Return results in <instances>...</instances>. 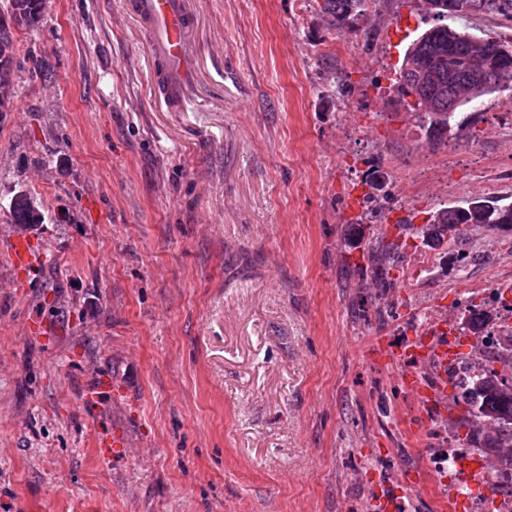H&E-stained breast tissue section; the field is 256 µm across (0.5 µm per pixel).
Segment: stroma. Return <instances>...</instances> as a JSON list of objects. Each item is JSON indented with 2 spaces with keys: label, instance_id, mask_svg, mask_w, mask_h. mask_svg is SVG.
<instances>
[{
  "label": "stroma",
  "instance_id": "stroma-1",
  "mask_svg": "<svg viewBox=\"0 0 512 512\" xmlns=\"http://www.w3.org/2000/svg\"><path fill=\"white\" fill-rule=\"evenodd\" d=\"M320 2L192 0L197 76L172 111L127 0H46L15 30L0 512H498L443 462L473 455L460 313L512 321V232L426 249L405 227L512 196V92L430 143L395 84L416 0H381L358 35ZM375 169L388 193L371 200ZM21 188L44 215L27 229L9 220ZM15 238L36 258L23 281ZM380 239L399 245L391 288L367 269ZM437 326L443 390L435 359L389 358Z\"/></svg>",
  "mask_w": 512,
  "mask_h": 512
}]
</instances>
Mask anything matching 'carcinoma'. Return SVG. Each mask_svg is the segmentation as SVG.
I'll return each mask as SVG.
<instances>
[{
    "label": "carcinoma",
    "instance_id": "obj_1",
    "mask_svg": "<svg viewBox=\"0 0 512 512\" xmlns=\"http://www.w3.org/2000/svg\"><path fill=\"white\" fill-rule=\"evenodd\" d=\"M381 0H322L321 13L327 27L349 32L368 28L371 9ZM436 16L431 26L409 45L403 58L397 90L416 99L414 109L420 128L434 143L451 128L461 129L468 117H459L458 109L496 92L507 90L501 79L512 75V45L478 36L466 28L448 24L472 13L500 16L512 23V0H429ZM45 0H0V16L12 26L0 28V112L10 111L12 74L16 44L12 28L38 27ZM472 87L469 98L463 90ZM10 222L30 227L44 222L34 197L18 191L9 205ZM467 224H480L492 230L512 231V202L499 198L463 200L440 209L418 231L420 243L432 247L448 232L459 231ZM399 246L379 242L372 249L373 277L388 288L390 270ZM490 320L489 313L474 307L462 311V325L480 334ZM461 402L466 406L467 422L489 418L491 428L469 429L463 444L493 461V471H512V383L500 378L497 371L474 364L458 382Z\"/></svg>",
    "mask_w": 512,
    "mask_h": 512
}]
</instances>
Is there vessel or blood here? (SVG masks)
I'll return each instance as SVG.
<instances>
[{
	"label": "vessel or blood",
	"instance_id": "1",
	"mask_svg": "<svg viewBox=\"0 0 512 512\" xmlns=\"http://www.w3.org/2000/svg\"><path fill=\"white\" fill-rule=\"evenodd\" d=\"M128 7L154 42L165 100L170 106H181L184 90L195 77L189 44L191 0H129ZM425 355L447 360V341L429 332L395 351L393 357L400 361Z\"/></svg>",
	"mask_w": 512,
	"mask_h": 512
}]
</instances>
